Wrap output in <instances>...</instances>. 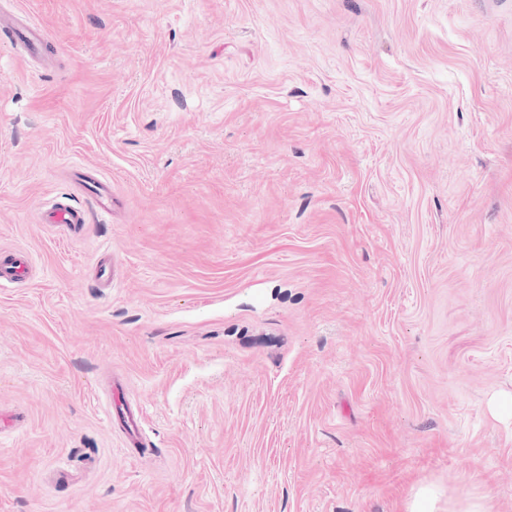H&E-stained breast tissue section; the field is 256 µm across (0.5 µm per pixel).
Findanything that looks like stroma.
<instances>
[{
	"mask_svg": "<svg viewBox=\"0 0 512 512\" xmlns=\"http://www.w3.org/2000/svg\"><path fill=\"white\" fill-rule=\"evenodd\" d=\"M1 4L0 512H512V0ZM7 29L12 40L22 44L30 55L38 56L43 53L47 39L45 32L37 23L29 19L22 25ZM66 197L50 200L43 211V221L46 224H62L73 229H80L86 224V212L69 201ZM32 264L31 254L24 249H14L0 261V289L11 288L24 282ZM442 504V506H441ZM447 505V507H446ZM486 512L487 505L483 498L465 497L447 498L445 490L436 483L419 486L408 502L406 512Z\"/></svg>",
	"mask_w": 512,
	"mask_h": 512,
	"instance_id": "stroma-1",
	"label": "stroma"
}]
</instances>
